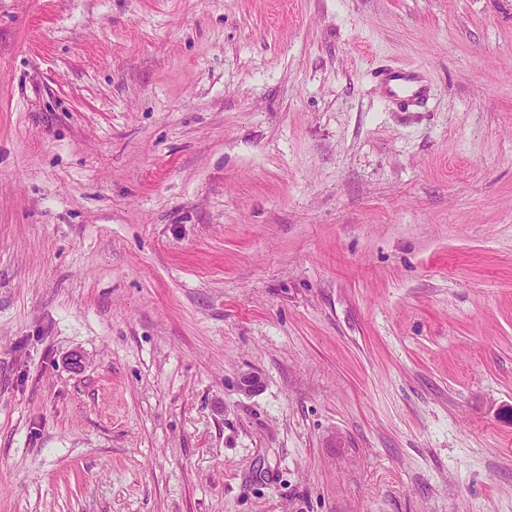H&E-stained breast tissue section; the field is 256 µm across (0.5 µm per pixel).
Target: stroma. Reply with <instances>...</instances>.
I'll return each instance as SVG.
<instances>
[{
	"label": "stroma",
	"instance_id": "35a3bbf8",
	"mask_svg": "<svg viewBox=\"0 0 512 512\" xmlns=\"http://www.w3.org/2000/svg\"><path fill=\"white\" fill-rule=\"evenodd\" d=\"M0 512H512V0H0ZM390 101L400 108L426 97L427 89L418 74L410 68H393L377 74Z\"/></svg>",
	"mask_w": 512,
	"mask_h": 512
}]
</instances>
